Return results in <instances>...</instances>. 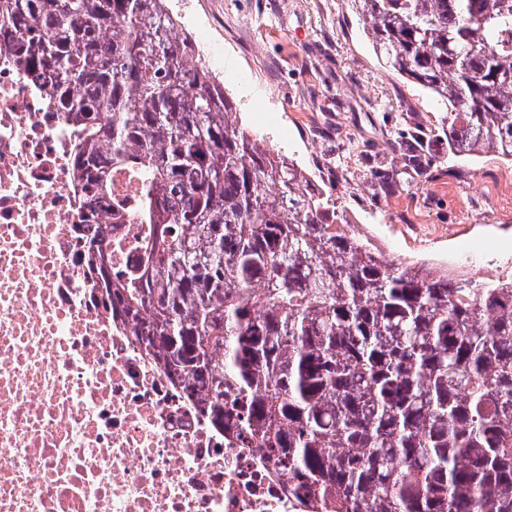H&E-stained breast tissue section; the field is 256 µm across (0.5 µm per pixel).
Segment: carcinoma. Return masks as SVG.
Instances as JSON below:
<instances>
[{
  "instance_id": "cac0c4a2",
  "label": "carcinoma",
  "mask_w": 512,
  "mask_h": 512,
  "mask_svg": "<svg viewBox=\"0 0 512 512\" xmlns=\"http://www.w3.org/2000/svg\"><path fill=\"white\" fill-rule=\"evenodd\" d=\"M354 4L385 64L448 103V154L512 160V0ZM0 22L79 125L98 202L148 225L116 276L85 249L112 319L213 428L330 512H512V275L451 276L356 233L247 136L167 0H0ZM114 167L139 179L133 211Z\"/></svg>"
}]
</instances>
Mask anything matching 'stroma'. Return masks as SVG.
I'll use <instances>...</instances> for the list:
<instances>
[{"instance_id":"stroma-1","label":"stroma","mask_w":512,"mask_h":512,"mask_svg":"<svg viewBox=\"0 0 512 512\" xmlns=\"http://www.w3.org/2000/svg\"><path fill=\"white\" fill-rule=\"evenodd\" d=\"M182 32L224 43L216 74L261 146L315 175L346 166L332 195L386 255L476 278L512 273V161L453 157L445 104L376 55L353 0H168ZM419 133L426 175L395 164Z\"/></svg>"}]
</instances>
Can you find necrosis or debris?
I'll list each match as a JSON object with an SVG mask.
<instances>
[{
	"mask_svg": "<svg viewBox=\"0 0 512 512\" xmlns=\"http://www.w3.org/2000/svg\"><path fill=\"white\" fill-rule=\"evenodd\" d=\"M0 31V512H298L288 476L214 430L94 298L144 225L80 188L75 129Z\"/></svg>",
	"mask_w": 512,
	"mask_h": 512,
	"instance_id": "4bbe7bcc",
	"label": "necrosis or debris"
}]
</instances>
